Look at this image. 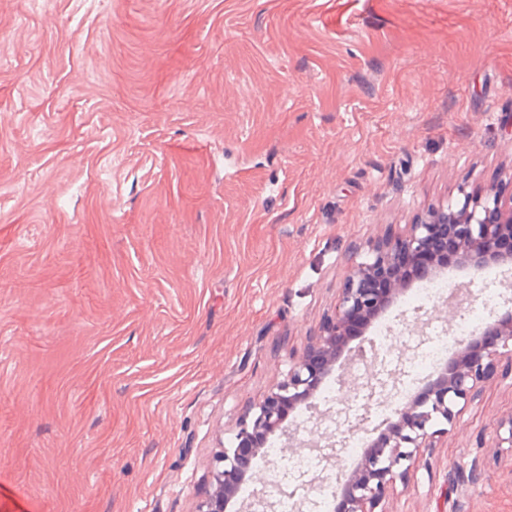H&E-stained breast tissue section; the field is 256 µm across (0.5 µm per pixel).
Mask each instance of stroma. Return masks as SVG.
Here are the masks:
<instances>
[{
    "label": "stroma",
    "instance_id": "stroma-1",
    "mask_svg": "<svg viewBox=\"0 0 512 512\" xmlns=\"http://www.w3.org/2000/svg\"><path fill=\"white\" fill-rule=\"evenodd\" d=\"M512 183V0H0V512H196L352 245ZM486 319L512 268L448 266ZM381 323L444 330L398 297ZM512 348L382 512H512ZM310 512L378 429L329 402Z\"/></svg>",
    "mask_w": 512,
    "mask_h": 512
}]
</instances>
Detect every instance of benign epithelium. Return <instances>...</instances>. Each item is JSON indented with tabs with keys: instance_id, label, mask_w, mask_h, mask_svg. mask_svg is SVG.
I'll return each mask as SVG.
<instances>
[{
	"instance_id": "7a95c632",
	"label": "benign epithelium",
	"mask_w": 512,
	"mask_h": 512,
	"mask_svg": "<svg viewBox=\"0 0 512 512\" xmlns=\"http://www.w3.org/2000/svg\"><path fill=\"white\" fill-rule=\"evenodd\" d=\"M438 227L444 228L456 245L457 266L480 272L512 264V195L505 199L494 188L480 197L464 194L456 209L451 205L432 207L407 233L369 247L365 260L351 266L334 317L310 333L307 347L294 359L286 379L253 407L251 418L240 422L238 447L226 448L219 456L213 474L215 490L199 503L197 512H224V505L244 479H262L254 472V455L243 453L241 447H258L279 429L288 440L295 439L299 429L282 428L285 407L308 400L330 376L353 337L363 334L370 321L386 312L410 287L408 265L421 254L434 253ZM488 334L499 337V343L512 340L511 309L462 339L454 356L436 377L424 382L416 398L393 411V418L369 443L358 468L343 478L336 493V500L346 504L341 512H375L387 497L401 461L415 456L420 448L431 447L429 429L434 419L452 421L456 401L468 400L477 385L493 374L500 352L498 343H483L482 337ZM402 375L398 365L385 370V361L375 354L364 374L353 372L337 382L348 393L367 389L382 402L397 390Z\"/></svg>"
}]
</instances>
